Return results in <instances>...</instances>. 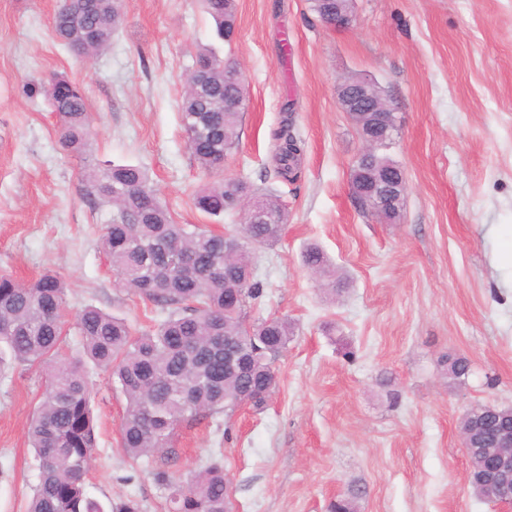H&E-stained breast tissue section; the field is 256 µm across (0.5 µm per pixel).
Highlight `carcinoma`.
<instances>
[{
    "label": "carcinoma",
    "instance_id": "carcinoma-1",
    "mask_svg": "<svg viewBox=\"0 0 512 512\" xmlns=\"http://www.w3.org/2000/svg\"><path fill=\"white\" fill-rule=\"evenodd\" d=\"M215 22L218 40L234 33L233 0H204ZM121 24L119 0L62 2L52 17V32L65 46L82 39L91 28L84 56L104 52ZM212 62V90L204 96L185 91L180 123L194 162L216 177L199 190L194 207L209 217L235 210L236 198L253 194L243 179H224V163L239 144L242 113L224 112V97L245 93L242 80L224 68V58L212 47L199 54ZM66 92L57 95L53 84ZM43 83V93L56 115L63 147L86 151L96 130L83 87L64 76ZM277 174L288 178L292 154L304 141L291 120L274 133ZM87 193L112 205V223L100 236L102 251L121 286L156 303L166 317L139 336L128 323L93 305L74 315L81 336L75 356L64 352L67 323L63 278L45 272L21 282L0 275V345L21 364L46 372L45 393L34 410L29 440L39 459L38 483L27 512H142L136 498L114 505L91 498L86 491L97 441L91 409L90 371L106 369L127 400L120 427V446L133 461L159 456L155 482L168 490L173 512H225L230 508L221 450L185 482L171 479L169 463L177 458L174 436L182 423H192L238 405L240 396L259 409L276 387V372L261 363L268 351L288 346L292 336L286 319L255 323L253 335L242 329L240 298L257 301L262 284L254 279L248 244L269 245L284 230L281 216L272 224L244 226L247 244L224 252V236L193 224H178L149 184L146 170L132 164H88ZM303 264L316 270L333 296L347 288L346 280L316 245L303 254ZM239 336L245 356L259 362L251 376L224 375V337ZM448 374L461 378L471 365L464 357H446ZM357 488L332 504V512H356Z\"/></svg>",
    "mask_w": 512,
    "mask_h": 512
}]
</instances>
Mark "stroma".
I'll list each match as a JSON object with an SVG mask.
<instances>
[{"label": "stroma", "mask_w": 512, "mask_h": 512, "mask_svg": "<svg viewBox=\"0 0 512 512\" xmlns=\"http://www.w3.org/2000/svg\"><path fill=\"white\" fill-rule=\"evenodd\" d=\"M57 5L0 0V274L56 272L70 310L91 304L137 332L162 319L108 264L99 238L112 208L88 199L84 170L90 159L142 165L178 223L239 233L241 214L214 221L195 209L210 178L179 122L183 76L213 45L246 89L224 174L275 188L288 214L281 239L255 249L264 295L249 314L294 329L275 391L263 409L178 428L170 473L187 477L222 449L236 512H329L356 485L358 512H506L474 493L460 422L478 405L512 407V271L497 261L512 229V0H354L343 28L325 25L313 0H234L228 43L201 0H123L122 26L91 59L54 37ZM57 74L85 89L89 154L61 147L30 90ZM349 77L373 79L394 108L389 153L406 192L390 224L351 195L363 141L338 101ZM288 117L305 142L293 182L272 159ZM312 243L348 292L328 296L303 267ZM446 355L467 358L468 377L449 378ZM92 379L89 496L171 512L154 460L130 463L119 446L120 388L103 371ZM44 391L43 372L0 359V512H26L38 482L28 425Z\"/></svg>", "instance_id": "35a3bbf8"}]
</instances>
